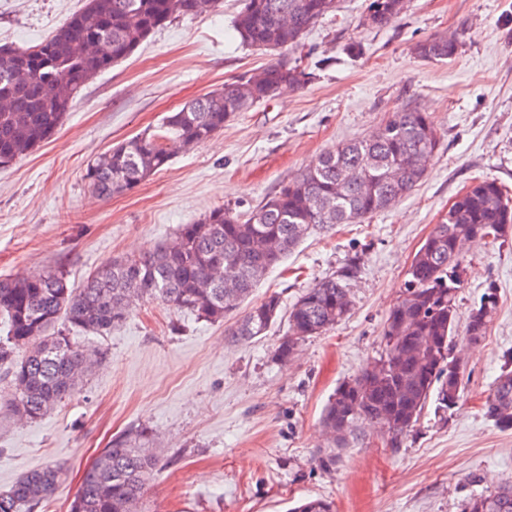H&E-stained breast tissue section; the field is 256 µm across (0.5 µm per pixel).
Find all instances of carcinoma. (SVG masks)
Listing matches in <instances>:
<instances>
[{
    "label": "carcinoma",
    "mask_w": 512,
    "mask_h": 512,
    "mask_svg": "<svg viewBox=\"0 0 512 512\" xmlns=\"http://www.w3.org/2000/svg\"><path fill=\"white\" fill-rule=\"evenodd\" d=\"M220 0H86L84 7L46 40L33 46H0V167L10 166L61 126L78 90L128 58L156 30L186 15L207 13ZM336 8V0H246L233 29L244 45L277 50L298 43L303 32ZM404 0H370L371 28L392 24ZM456 37L417 43L424 60L454 56ZM295 65L278 59L248 77L184 103L164 117L158 132H144L102 154L86 167L90 192L109 200L135 189L179 151L197 147L224 122L270 98L274 88L299 89L307 81ZM440 138L430 117L405 107L366 138L346 141L281 186L249 213L217 206L194 224H182L170 244L121 257L69 287L61 270L0 278V368L8 376L0 407L36 420L70 397L86 372L87 350L70 332L103 334L122 324L139 303L157 301L218 323L248 299L257 284L313 229L361 224L410 194L426 171L409 170L414 158L433 157ZM498 239L512 229V197L484 179L459 193L448 215L414 254L409 279L389 311L384 355L345 381L327 405L328 446L315 458L323 472L336 467V449L361 439L359 423L377 426L392 447L411 431L429 401L448 412L462 397L461 368L450 357L460 320L457 294L464 273L463 245L471 231ZM352 271L305 289L287 310L288 333L273 350L286 366L300 343L336 326L351 309L346 280ZM496 309L490 288L465 318V332L484 336ZM280 297L254 303L228 335L238 341L262 336L280 317ZM485 416L512 430V355L483 404ZM150 431L139 427L112 438L83 476L70 512H142L157 459L144 448ZM62 467L23 473L0 492V512H43L57 491ZM291 512H335L334 503L304 499ZM463 512H512V485L474 495Z\"/></svg>",
    "instance_id": "1"
}]
</instances>
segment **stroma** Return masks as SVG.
<instances>
[{
    "mask_svg": "<svg viewBox=\"0 0 512 512\" xmlns=\"http://www.w3.org/2000/svg\"><path fill=\"white\" fill-rule=\"evenodd\" d=\"M244 3L173 20L84 87L49 140L0 168V277L59 267L81 284L115 258L171 242L179 225L215 206L251 211L336 143L373 133L404 107L428 112L440 135L427 174L365 223L311 232L257 285L254 299L277 294L288 307L357 267L349 316L302 342L293 364L272 357L288 330L283 318L243 343L228 323L146 302L104 335L74 333L102 362L39 419L0 410V491L58 464L62 483L46 512H69L112 437L145 426L159 466L144 512H288L305 498L331 500L336 512H461L470 496L512 481V431L482 411L512 354V235L466 250L460 312L490 287L498 305L479 342L450 347L464 360L459 403L443 417L427 406L399 447L368 425L364 442L339 449L332 472L313 458L325 445L330 397L384 354V324L411 260L451 202L485 177L512 191V0H408L380 29L363 23L369 0H337L299 47L276 53L236 38ZM84 4L0 0V44H37ZM449 33L461 36L454 57L413 54L416 43ZM278 55L301 60L311 81L237 113L126 194L104 201L88 190L89 161Z\"/></svg>",
    "mask_w": 512,
    "mask_h": 512,
    "instance_id": "stroma-1",
    "label": "stroma"
}]
</instances>
